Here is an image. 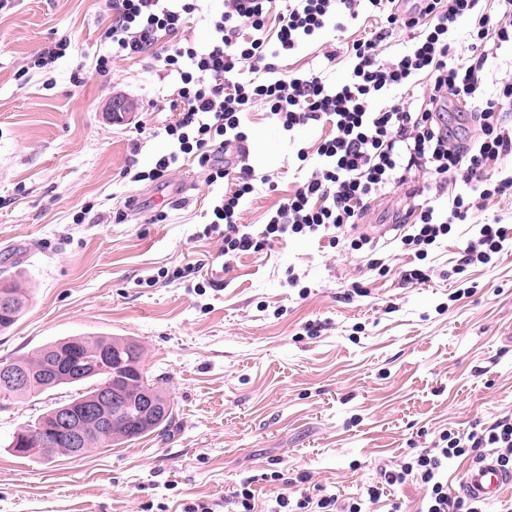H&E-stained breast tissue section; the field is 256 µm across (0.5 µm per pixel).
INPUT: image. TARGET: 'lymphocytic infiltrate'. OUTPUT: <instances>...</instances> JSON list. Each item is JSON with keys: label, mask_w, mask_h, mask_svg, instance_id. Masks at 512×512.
I'll return each instance as SVG.
<instances>
[{"label": "lymphocytic infiltrate", "mask_w": 512, "mask_h": 512, "mask_svg": "<svg viewBox=\"0 0 512 512\" xmlns=\"http://www.w3.org/2000/svg\"><path fill=\"white\" fill-rule=\"evenodd\" d=\"M197 2L107 0L112 56L98 59L96 71L108 72L114 58L142 54L160 33H177ZM271 2L224 0L205 48L177 41L166 46L163 62L179 76L170 106L181 117L165 133L178 149L156 163L153 178L162 177L179 154L193 153L207 183L233 184L214 205L210 223L221 229V253L228 258L291 236L335 237L372 201L404 187L409 198L418 199L419 212L403 245L423 257L453 225L468 224L474 235L463 249L464 264L489 263L512 234L500 220L476 219L489 202L512 197V170L499 165L512 154V124L504 113L512 101V78L493 77L485 62L488 49L512 45V0H493L491 15L478 13L481 0H282L278 27L270 35ZM367 9L379 14L381 26L348 46L353 65L343 81L330 86L318 73L279 71L280 56L327 33L345 32ZM397 29L408 32L410 46L393 60H381L383 41ZM458 37L468 42L469 58L453 57L451 43ZM420 84L425 90L416 110L408 93ZM259 99L269 103V119L285 132L322 123L335 135L318 147L317 161H310L306 149L297 150V160L313 162L314 168L257 237L239 224L238 209L256 184L269 186L273 180L255 178L245 159L233 161L225 153L247 141L244 114ZM452 100L472 104L475 134L461 137L449 129L444 116ZM484 450L512 471V418L441 434L435 447L413 454L399 468L382 470L383 483L369 488L368 499L379 501L385 487L413 476L424 487L423 512H483L480 501L450 495L443 475L449 461ZM270 512L363 510L358 502L298 489L275 493Z\"/></svg>", "instance_id": "obj_1"}]
</instances>
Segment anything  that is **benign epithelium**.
Segmentation results:
<instances>
[{
    "label": "benign epithelium",
    "instance_id": "1",
    "mask_svg": "<svg viewBox=\"0 0 512 512\" xmlns=\"http://www.w3.org/2000/svg\"><path fill=\"white\" fill-rule=\"evenodd\" d=\"M104 366L118 374L115 382L101 385L89 397L53 411L44 418L37 434L18 429L15 441L21 449L47 452L49 441L63 433L71 443L66 455H83L90 447L92 437L104 430L112 431L114 422L125 428L128 435L136 436L166 415L167 404L158 398L146 380L132 383L121 377L125 373L121 359L84 351L76 340L52 349L41 366H5L0 369V378L15 388L28 385L35 377L82 383Z\"/></svg>",
    "mask_w": 512,
    "mask_h": 512
}]
</instances>
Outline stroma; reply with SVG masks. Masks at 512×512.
Returning a JSON list of instances; mask_svg holds the SVG:
<instances>
[{
	"label": "stroma",
	"mask_w": 512,
	"mask_h": 512,
	"mask_svg": "<svg viewBox=\"0 0 512 512\" xmlns=\"http://www.w3.org/2000/svg\"><path fill=\"white\" fill-rule=\"evenodd\" d=\"M108 24L105 0H12L0 10V280L21 279L32 296L0 333V359L78 334L132 339L176 424L77 459L33 461L9 449L13 433L79 388L10 404L0 409V512H183L198 500L223 504L249 477L266 512L264 477L276 471L364 501L381 467L445 431L512 415L511 241L490 264L465 265L473 233L456 225L417 260L400 241L398 218L413 202L398 190L336 246L290 238L225 261L222 239L206 231L225 186L206 183L194 155L157 183L123 176L175 151L165 128L178 118L168 103L177 76L156 52L96 73L112 53ZM62 42V56L34 67ZM342 48L325 36L278 66L337 83L350 66ZM116 97L136 105L119 122ZM268 110L259 101L245 116L248 162L277 185H258L241 208L255 234L308 176L297 148L316 152L333 134L310 125L287 135ZM160 184L185 188L187 203L152 205ZM361 235L375 250L351 248ZM415 267L427 281L404 280Z\"/></svg>",
	"instance_id": "stroma-1"
}]
</instances>
